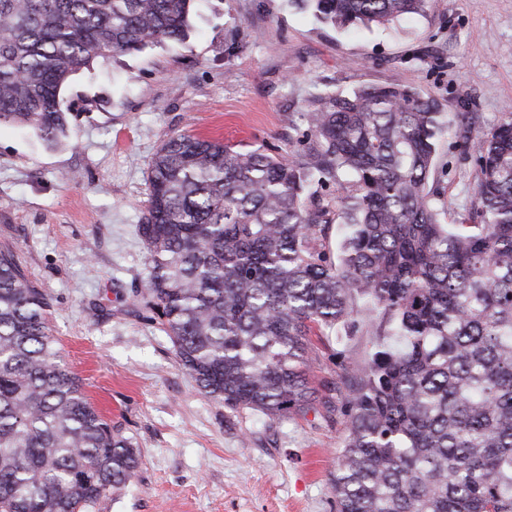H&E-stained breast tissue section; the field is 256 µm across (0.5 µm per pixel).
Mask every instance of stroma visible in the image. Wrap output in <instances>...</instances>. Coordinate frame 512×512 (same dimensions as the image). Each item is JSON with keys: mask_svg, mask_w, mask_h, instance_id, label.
<instances>
[{"mask_svg": "<svg viewBox=\"0 0 512 512\" xmlns=\"http://www.w3.org/2000/svg\"><path fill=\"white\" fill-rule=\"evenodd\" d=\"M187 39L97 61L64 92L68 136L46 144L0 125V247H11L48 304L58 361L132 438L134 479L89 512H336L346 424L344 377L367 357L369 321L311 336L307 413L272 419L206 398L146 309L148 163L180 133L243 151H289L328 90L411 85L450 122L433 175L468 217L475 130L512 112V0H428L388 27H337L297 0H201Z\"/></svg>", "mask_w": 512, "mask_h": 512, "instance_id": "1", "label": "stroma"}]
</instances>
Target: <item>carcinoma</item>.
Returning a JSON list of instances; mask_svg holds the SVG:
<instances>
[{
    "mask_svg": "<svg viewBox=\"0 0 512 512\" xmlns=\"http://www.w3.org/2000/svg\"><path fill=\"white\" fill-rule=\"evenodd\" d=\"M198 0H0V124L53 144L77 70L185 39ZM333 25L388 26L427 0H299ZM286 155L194 134L149 163L138 234L146 306L179 365L232 412H307L314 330L375 315L346 377L336 512H512V112L474 138V210L429 189L448 131L407 85L329 93ZM336 186V196L320 190ZM341 253L316 245L331 213ZM47 304L0 248V512H84L136 476L130 438L57 362Z\"/></svg>",
    "mask_w": 512,
    "mask_h": 512,
    "instance_id": "1",
    "label": "carcinoma"
}]
</instances>
